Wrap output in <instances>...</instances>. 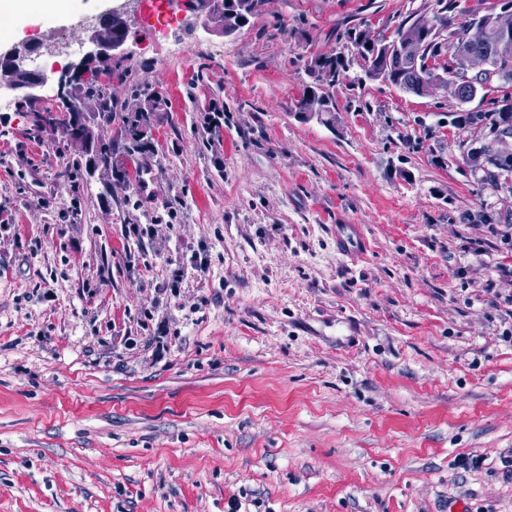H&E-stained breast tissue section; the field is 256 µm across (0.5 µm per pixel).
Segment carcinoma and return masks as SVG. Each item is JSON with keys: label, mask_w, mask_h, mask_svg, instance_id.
Wrapping results in <instances>:
<instances>
[{"label": "carcinoma", "mask_w": 512, "mask_h": 512, "mask_svg": "<svg viewBox=\"0 0 512 512\" xmlns=\"http://www.w3.org/2000/svg\"><path fill=\"white\" fill-rule=\"evenodd\" d=\"M213 2L220 8L235 13L234 19L245 25L250 17L257 13V4L260 0H250V7L245 11L242 10L240 0H213ZM443 25L447 29L448 41L440 44L425 43L419 56L414 52L383 54L379 49L378 40L371 38L369 32L365 30L354 32L353 41L360 49V56L369 77L382 79L396 87H405L418 95L424 79L436 72V61L446 52L456 49V37L465 30L463 26L452 27L446 19L443 20ZM501 41L502 38L496 31H489L487 48L492 52V64L496 68L508 70V83L512 84V46L509 47V54L504 55L499 52ZM345 68L344 59L334 54H321L311 62L309 66L311 83L305 87L302 96L312 95L319 98L320 109L317 112L297 109L302 119L315 118L327 125L334 123L336 105L323 91V86L336 83V78ZM142 121L143 114L139 112L124 120V131L126 139L129 140L127 157L130 159L142 148ZM463 122L473 128L483 126L489 129L490 134L488 141L478 147L470 148L467 153V162L472 171L483 172V179L492 182H497L502 177H512V158L506 159L496 150V142L499 138L512 137V100L507 98L488 112L467 113ZM46 124L54 126L56 133L79 148L81 155L85 158L86 171L90 172L100 164L112 165V141L93 129L87 113L76 110L68 113V117L63 120L51 117L49 112L34 114L35 127L40 128Z\"/></svg>", "instance_id": "obj_1"}]
</instances>
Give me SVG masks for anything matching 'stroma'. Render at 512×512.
Here are the masks:
<instances>
[{"label":"stroma","mask_w":512,"mask_h":512,"mask_svg":"<svg viewBox=\"0 0 512 512\" xmlns=\"http://www.w3.org/2000/svg\"><path fill=\"white\" fill-rule=\"evenodd\" d=\"M108 6L0 21V48ZM439 11L266 0L228 37L131 29L106 94L113 129L147 115V196L75 176L32 122L61 103L0 107V512H512V319L492 294L512 247L491 230L512 178L481 181L455 122L504 91L403 92L349 38ZM325 53L350 62L330 127L295 113ZM343 222L365 257L337 253ZM333 226L336 250L346 257H362L368 247V239L364 235L362 226L358 224H336Z\"/></svg>","instance_id":"1"}]
</instances>
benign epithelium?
Instances as JSON below:
<instances>
[{
	"label": "benign epithelium",
	"mask_w": 512,
	"mask_h": 512,
	"mask_svg": "<svg viewBox=\"0 0 512 512\" xmlns=\"http://www.w3.org/2000/svg\"><path fill=\"white\" fill-rule=\"evenodd\" d=\"M184 12L195 20L197 30L209 36L234 34L225 15L215 11L201 0H183ZM131 3H122L107 9L94 20L80 24L83 30L75 56L67 70L58 74L45 73L39 63L42 51H50L43 42H26L5 52H0V102L18 104L24 100L45 98L53 93V99L71 107L70 90L77 76L88 67L103 71L112 61L129 52L128 37ZM492 25L506 35L512 34V4L504 3L501 11L491 16ZM412 28L440 41L446 29L436 19L424 16L414 18ZM486 38L484 27L473 24L463 32L457 43L462 69L474 78H481L491 70L488 56L480 50ZM451 94L460 102L470 101L467 88L452 77H433L425 82L422 91L434 94L439 91Z\"/></svg>",
	"instance_id": "benign-epithelium-1"
}]
</instances>
